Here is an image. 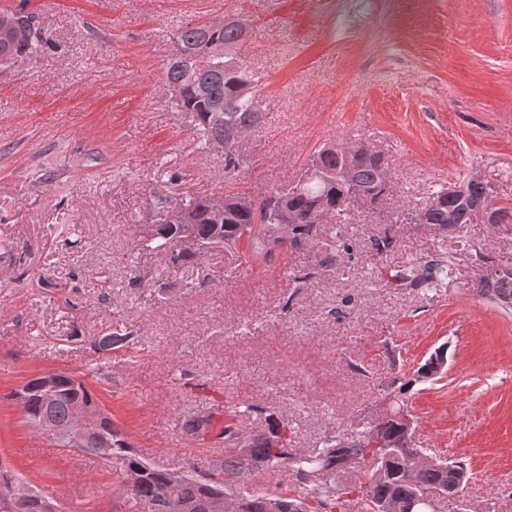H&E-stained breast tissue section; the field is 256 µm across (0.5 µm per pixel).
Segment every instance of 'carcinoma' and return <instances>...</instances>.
I'll return each instance as SVG.
<instances>
[{
	"label": "carcinoma",
	"instance_id": "cac0c4a2",
	"mask_svg": "<svg viewBox=\"0 0 512 512\" xmlns=\"http://www.w3.org/2000/svg\"><path fill=\"white\" fill-rule=\"evenodd\" d=\"M238 31L230 26L212 30L205 21H194L182 27L176 36L175 51L189 49L207 59L206 65L189 67L169 63L164 69L168 86L180 87L179 98L173 100L179 112H189L195 119L198 139L204 145L212 141L242 140L248 132L264 122L265 113L255 111L260 101L261 87L255 84L253 73L240 66L229 68L224 58L214 53L213 44L232 40ZM53 39L42 29H36L33 39L14 42L0 37V77L10 70L14 57L34 59L38 52L50 45ZM224 100V120L217 124L209 120V101L200 90ZM370 144L359 140L347 146L348 165L352 173L349 186L337 182L318 186H300L292 183L278 187L269 193L251 198L245 195L226 196L224 217L218 221L210 213L211 199L198 197L194 205L183 211L184 223L193 228L194 239L201 244L224 238L245 250L255 262L267 263L275 251L300 252L301 242L316 238L314 257L319 269L338 267L344 259H352L353 247L341 234L337 225L342 223L347 211L351 190L382 200L391 191V176L383 157L369 154ZM454 210L458 227L470 223L473 210L467 201H450L443 190L433 192L415 214L416 223L442 228L448 223V210ZM293 214L294 220L284 221V216ZM155 241L167 251L171 263L182 265L193 255L180 248L179 225L171 222L156 225ZM447 269L446 257L427 255L415 259L392 275L396 286L413 290L437 288L444 284ZM479 293L492 302L501 296L512 297V272L497 278L484 277L479 283ZM132 332L117 329L98 340L101 349L122 350L133 345ZM41 378L25 383L31 388V399L25 403L26 422L33 428L44 415H49L61 427L72 421L73 407L82 403L96 407L93 396L85 384L76 376L60 372L57 374L55 392L50 403H45L38 394ZM405 386L389 395L384 406L382 421L377 425L378 433L390 444L388 448L356 446L366 440L365 432L357 436H329L313 448L299 451L292 448L288 425L276 422L269 432L254 438L241 434L238 427L240 411L224 413V424L220 435L224 437L223 489L239 484L254 470L283 472L291 484L281 491L253 497L233 498L224 505V512H268L267 505L274 503L278 512H287L295 500L307 502L303 512H336V504L345 495L359 491L365 506L370 508L380 501L393 500L398 503L396 512H420L415 506L419 496L427 490L438 489L445 497L453 498L463 492L469 480L466 466L455 463L456 471L445 469L435 462L422 469L413 480L402 474L397 458L413 449L402 447L406 428L400 423L404 413L410 412L406 403ZM370 456L377 461L365 472L342 471L336 465L346 457L361 460ZM112 462H103L106 471L119 465L136 471L142 465L132 448L121 438L113 440ZM126 494L140 506L145 503L169 506V512H181L179 504L202 500L203 492L192 484L176 485L162 470L153 471Z\"/></svg>",
	"mask_w": 512,
	"mask_h": 512
}]
</instances>
